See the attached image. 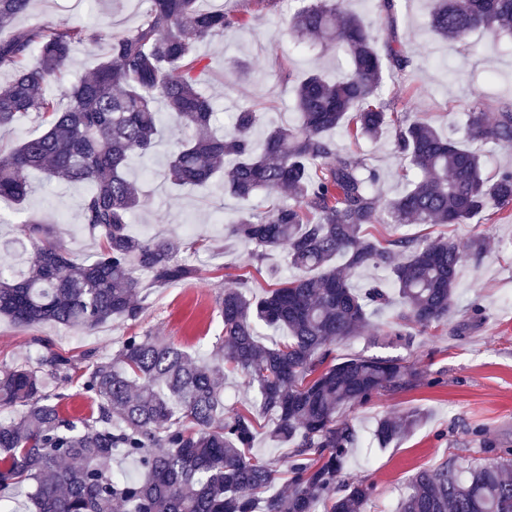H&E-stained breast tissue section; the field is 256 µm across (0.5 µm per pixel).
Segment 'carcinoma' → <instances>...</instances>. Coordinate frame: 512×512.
Segmentation results:
<instances>
[{"label":"carcinoma","mask_w":512,"mask_h":512,"mask_svg":"<svg viewBox=\"0 0 512 512\" xmlns=\"http://www.w3.org/2000/svg\"><path fill=\"white\" fill-rule=\"evenodd\" d=\"M32 0H0V128L36 114L45 131L0 150V205L33 192L23 173L37 170L84 187L77 207L99 240L75 263L36 217L19 223L15 243L30 250L20 273L0 270V315L18 325L52 322L91 331L109 322L137 323L147 309L141 277L165 287L198 277L177 257L172 239L135 235L129 224L145 198L126 175L130 161L159 144L155 104L168 109L173 152L165 178L205 188L224 179V192L248 201L259 190H286L289 201L265 212L246 209L230 234L251 245L260 265L284 252L298 275L261 295L228 288L219 307L224 334L206 360H197L157 336H128L110 358L87 355L82 367L46 348L34 360L0 369V409L22 408L0 421V502L26 486L34 512H368L374 485L346 470L358 433L336 419L344 406L428 383L414 363L398 356L336 359V342L359 336L372 312L398 301L394 327L374 340L413 347L416 336L448 320L458 271L467 257L486 252V238L468 253L448 238L408 235L381 241L366 232L385 214L391 224H468L491 209L512 205V170L483 175L481 155L430 123L393 116L382 98L387 78L409 60L392 36L347 12L338 0H301L287 31L298 40L328 39L349 61L336 82L311 72L295 92L298 122L257 133L259 113L245 106L232 128L212 133L213 104L198 87L206 66L196 45L248 22L199 0H143L141 23L123 32L37 22L15 27ZM430 29L463 42L476 30L495 36L512 30V0H431ZM103 49L87 78L64 83L75 45ZM59 84L48 97L43 85ZM466 137L512 147V108L494 120L474 98ZM346 128L375 139L393 129L397 151L415 170L400 196L380 206L378 174L352 155L335 151L332 135ZM388 272L380 283L355 288L358 269ZM285 331L273 348L257 327ZM241 373L253 392L251 408L224 417V375ZM75 380L94 396L87 416L63 411L62 386ZM271 413L275 441L292 444L284 470L251 453L257 418ZM419 409L378 420L374 437L387 446L423 419ZM141 463L139 480L115 479L112 456ZM512 461L483 464L452 455L410 480L399 512H512ZM288 494L274 490L282 476Z\"/></svg>","instance_id":"obj_1"}]
</instances>
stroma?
<instances>
[{
    "label": "stroma",
    "mask_w": 512,
    "mask_h": 512,
    "mask_svg": "<svg viewBox=\"0 0 512 512\" xmlns=\"http://www.w3.org/2000/svg\"><path fill=\"white\" fill-rule=\"evenodd\" d=\"M224 5L248 10L249 22L197 47L207 66L202 89L213 100L215 129L230 128L234 113L244 105L259 109L261 126L295 123L293 87L298 77L313 70L333 81L345 75L347 60L336 49L314 45L299 53L294 39L281 33L284 19L298 7L296 0H270L262 10L251 0H224ZM345 6L372 27L390 23L409 57L410 66L384 87L385 99L399 114L460 136L473 91H480L488 114L512 105V37L475 32L463 44L441 39L430 30L427 0H398L389 20L379 12L376 0H346ZM142 11L140 0H33L30 13L17 24H80L120 32L137 26ZM239 61L249 66L242 78L233 69ZM335 140L337 150L360 157L378 173L376 194L381 200L397 196L413 176L396 151L392 134L373 140L349 136L342 129ZM168 147V141H161L151 158L130 165V175L140 180L148 196L146 208L133 215L131 230L177 241L180 258L199 268V277L148 289L150 307L136 324L112 321L78 333L51 322L26 327L0 317V367L36 357L46 345L77 361L87 352L108 357L125 337L145 332L203 358L223 330L219 299L225 289L237 287L239 275H248L249 290L256 295L290 276L282 252L270 253L256 270L249 247L228 236L231 220L243 207L263 208L274 200V193H258L245 205L216 183L203 190L173 186L160 176ZM27 179L35 193L23 204L0 209V268L24 269L26 253L7 243L15 238L19 222L31 215L55 225L57 240L72 261L94 253L98 241L78 215L80 188L46 180L38 172L28 173ZM368 230L383 238L443 235L463 248L478 236L490 241L481 261L469 260L460 267L458 307L447 323L417 336L411 349L376 342L395 321L394 305L375 313L362 335L335 346L340 358L404 355L429 379L427 385L383 394L340 412L358 430L346 469L373 482L370 512H398L416 472L434 469L453 454L496 463L512 450V207L482 214L468 224L381 223ZM412 408L424 412L421 423L399 441L378 447L373 436L377 420L401 416Z\"/></svg>",
    "instance_id": "1"
}]
</instances>
